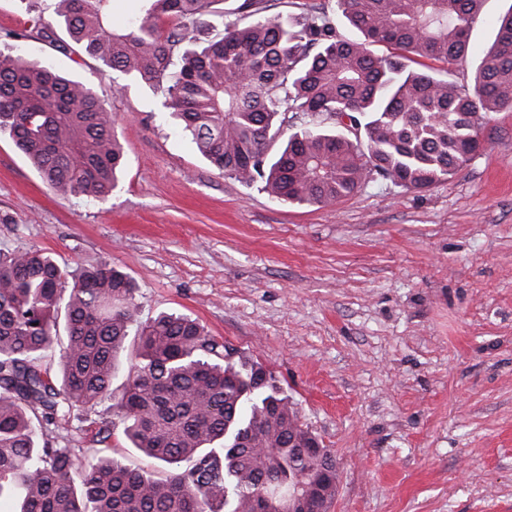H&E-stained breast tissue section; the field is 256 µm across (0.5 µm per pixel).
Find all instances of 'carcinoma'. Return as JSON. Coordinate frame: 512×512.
I'll list each match as a JSON object with an SVG mask.
<instances>
[{"instance_id":"obj_1","label":"carcinoma","mask_w":512,"mask_h":512,"mask_svg":"<svg viewBox=\"0 0 512 512\" xmlns=\"http://www.w3.org/2000/svg\"><path fill=\"white\" fill-rule=\"evenodd\" d=\"M55 21L105 71L161 94L200 155L272 198L326 206L373 174L410 190L452 176L477 148L479 121L512 112V7L463 88L407 57L448 66L469 52L483 0H336L300 17L266 18L263 0H235L223 30H200L217 0H140L112 21V0H55ZM362 38L336 28V17ZM299 130L282 140L292 120ZM63 194L103 200L125 168L107 104L47 64L0 51V132ZM137 287L107 262L69 269L47 252L0 251V506L7 512H280L288 480L336 476L274 376L224 353L199 322L142 320ZM64 332H59V324ZM135 357L112 381L128 338ZM112 401L131 447L162 476L101 453L55 447L51 428L85 423ZM266 449L263 460L257 449Z\"/></svg>"}]
</instances>
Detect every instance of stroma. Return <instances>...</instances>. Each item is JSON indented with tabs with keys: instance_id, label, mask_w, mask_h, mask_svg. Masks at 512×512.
<instances>
[{
	"instance_id": "stroma-1",
	"label": "stroma",
	"mask_w": 512,
	"mask_h": 512,
	"mask_svg": "<svg viewBox=\"0 0 512 512\" xmlns=\"http://www.w3.org/2000/svg\"><path fill=\"white\" fill-rule=\"evenodd\" d=\"M486 0L472 87L497 17ZM53 0H0V51L53 63L116 119L126 167L106 199L51 190L0 135V251L106 261L142 317L177 312L258 361L330 448L326 512H512V112L450 178L370 176L329 206L291 205L213 169L141 81L54 39L14 40Z\"/></svg>"
}]
</instances>
